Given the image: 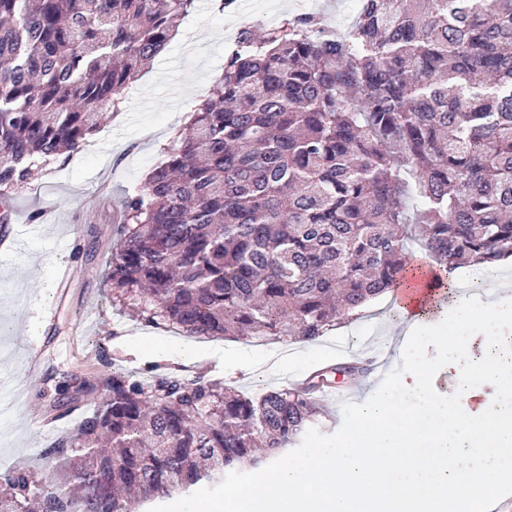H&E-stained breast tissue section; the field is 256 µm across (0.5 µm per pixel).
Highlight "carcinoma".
<instances>
[{
    "label": "carcinoma",
    "mask_w": 512,
    "mask_h": 512,
    "mask_svg": "<svg viewBox=\"0 0 512 512\" xmlns=\"http://www.w3.org/2000/svg\"><path fill=\"white\" fill-rule=\"evenodd\" d=\"M195 0H0V194L75 151ZM112 303L195 337L313 343L403 282L512 258V0H359L349 31L301 13L242 27L224 73L122 203ZM95 371L101 392L0 512H150L258 469L322 414L202 373Z\"/></svg>",
    "instance_id": "cac0c4a2"
}]
</instances>
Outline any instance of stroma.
<instances>
[{"mask_svg": "<svg viewBox=\"0 0 512 512\" xmlns=\"http://www.w3.org/2000/svg\"><path fill=\"white\" fill-rule=\"evenodd\" d=\"M216 0H196L177 38L139 79L122 93L119 112L75 152L36 169L28 183L0 201V234L17 231L20 244L0 253V374L17 377L24 394L0 413V474L30 458L47 438L31 425L33 416L79 398L106 348L113 369L146 375L154 359L144 345L182 336L155 328L112 306L108 281L114 227L127 190L139 185L178 133L189 124L195 104L207 95L224 68V57L241 27L264 30L291 14L317 12L329 29L346 32L357 0H234L218 12ZM71 262L74 274L56 295L55 269ZM54 308L45 324L42 313ZM392 303L380 297L354 319L313 343H252L236 338L195 339L203 353L193 369L207 378L256 396L287 385L289 373L310 372L339 363L342 343L363 358V346L380 345L388 354L407 346L417 327L402 328L401 339L384 337ZM91 326L84 347L72 341L79 320ZM408 347V346H407ZM41 352V371L25 373L28 349ZM328 416L313 426L288 456L328 448L354 412L353 405H328Z\"/></svg>", "mask_w": 512, "mask_h": 512, "instance_id": "35a3bbf8", "label": "stroma"}]
</instances>
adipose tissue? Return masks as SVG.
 I'll return each instance as SVG.
<instances>
[{
    "instance_id": "ef3b65f1",
    "label": "adipose tissue",
    "mask_w": 512,
    "mask_h": 512,
    "mask_svg": "<svg viewBox=\"0 0 512 512\" xmlns=\"http://www.w3.org/2000/svg\"><path fill=\"white\" fill-rule=\"evenodd\" d=\"M500 268L482 316L461 297L448 322L419 296L431 266L415 260L396 320L426 331L447 325L443 401L414 407L426 395L422 368L400 353L397 386L369 393L334 447L260 472L225 498L223 512H474L475 500H491L498 454L512 447V344L497 333L512 323V258Z\"/></svg>"
}]
</instances>
